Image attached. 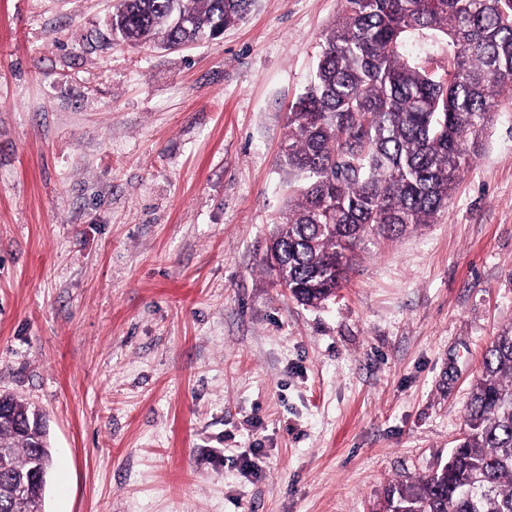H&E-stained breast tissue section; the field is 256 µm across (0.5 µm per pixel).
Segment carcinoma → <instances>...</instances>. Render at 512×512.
<instances>
[{
    "label": "carcinoma",
    "mask_w": 512,
    "mask_h": 512,
    "mask_svg": "<svg viewBox=\"0 0 512 512\" xmlns=\"http://www.w3.org/2000/svg\"><path fill=\"white\" fill-rule=\"evenodd\" d=\"M256 0H118L112 33L177 48L217 39ZM190 23H175L178 14ZM439 35L448 69L413 57L410 39ZM512 91V0H344L322 38L313 81L288 112L279 165L288 208L271 237L278 284L318 307L349 277L367 236L396 238L448 206L487 127ZM16 426L0 429L14 473L54 457L44 413L0 395ZM0 493V512H30ZM376 512H512V327L487 347L464 431L448 460L388 486Z\"/></svg>",
    "instance_id": "1"
}]
</instances>
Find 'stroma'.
Wrapping results in <instances>:
<instances>
[{
    "label": "stroma",
    "mask_w": 512,
    "mask_h": 512,
    "mask_svg": "<svg viewBox=\"0 0 512 512\" xmlns=\"http://www.w3.org/2000/svg\"><path fill=\"white\" fill-rule=\"evenodd\" d=\"M116 2L0 0V394L49 420L43 512H372L447 461L512 326V99L447 209L312 308L263 261L342 0L179 51L113 37Z\"/></svg>",
    "instance_id": "obj_1"
}]
</instances>
